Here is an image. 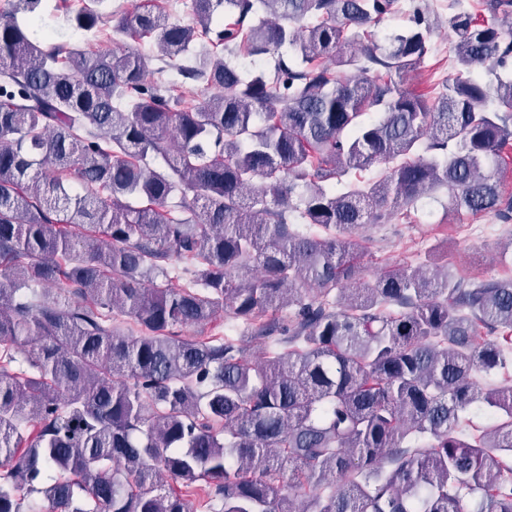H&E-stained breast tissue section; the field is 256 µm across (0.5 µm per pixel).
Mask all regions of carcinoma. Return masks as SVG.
Listing matches in <instances>:
<instances>
[{"label":"carcinoma","instance_id":"obj_1","mask_svg":"<svg viewBox=\"0 0 512 512\" xmlns=\"http://www.w3.org/2000/svg\"><path fill=\"white\" fill-rule=\"evenodd\" d=\"M78 2L0 20V512H193L195 486L220 512H512V383L478 381L512 353V278L343 286L356 232L436 191L449 218L512 221V0H454L431 102L407 86L426 0L383 45L368 27L400 0H192L189 24ZM49 9L105 47L35 43ZM283 47L248 80L224 61ZM223 314L238 336L181 334ZM477 402L495 422L463 440Z\"/></svg>","mask_w":512,"mask_h":512}]
</instances>
